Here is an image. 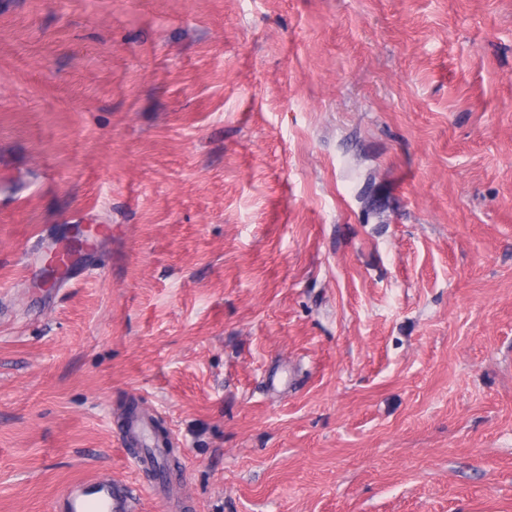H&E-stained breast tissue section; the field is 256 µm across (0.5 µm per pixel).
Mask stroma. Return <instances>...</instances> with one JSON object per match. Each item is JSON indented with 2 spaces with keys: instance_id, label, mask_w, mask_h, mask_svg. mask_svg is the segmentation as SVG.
Returning <instances> with one entry per match:
<instances>
[{
  "instance_id": "stroma-1",
  "label": "stroma",
  "mask_w": 512,
  "mask_h": 512,
  "mask_svg": "<svg viewBox=\"0 0 512 512\" xmlns=\"http://www.w3.org/2000/svg\"><path fill=\"white\" fill-rule=\"evenodd\" d=\"M98 475L512 512V0H0V512Z\"/></svg>"
}]
</instances>
